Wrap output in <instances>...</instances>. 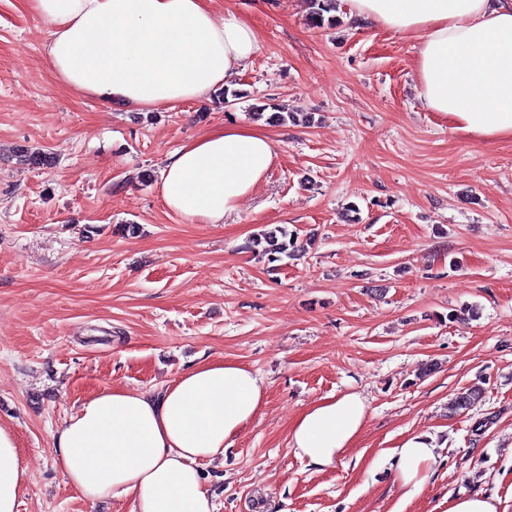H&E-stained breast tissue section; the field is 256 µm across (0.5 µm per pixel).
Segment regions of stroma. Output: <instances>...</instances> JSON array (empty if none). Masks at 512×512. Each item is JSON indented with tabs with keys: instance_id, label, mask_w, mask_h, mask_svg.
<instances>
[{
	"instance_id": "35a3bbf8",
	"label": "stroma",
	"mask_w": 512,
	"mask_h": 512,
	"mask_svg": "<svg viewBox=\"0 0 512 512\" xmlns=\"http://www.w3.org/2000/svg\"><path fill=\"white\" fill-rule=\"evenodd\" d=\"M213 7L258 30L234 80L245 98L143 113L61 84L45 22L0 0V424L27 469L18 512H131L83 498L53 464L52 430L100 386L158 389L210 357L267 386L262 415L202 465L218 512H447L475 492L512 512V140L425 110L415 41L356 23L349 0L323 27L309 0ZM263 98L313 120L270 126L279 161L223 223L168 212L142 174L204 131L253 124ZM22 146L53 165L19 163ZM276 226L306 240L299 257L245 250ZM475 385L482 400L452 412ZM349 391L367 421L316 472L288 427ZM422 434L437 461L404 501L383 454Z\"/></svg>"
}]
</instances>
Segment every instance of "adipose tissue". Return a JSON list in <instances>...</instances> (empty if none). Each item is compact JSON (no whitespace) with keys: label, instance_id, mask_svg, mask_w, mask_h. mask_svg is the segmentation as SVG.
Masks as SVG:
<instances>
[{"label":"adipose tissue","instance_id":"ef3b65f1","mask_svg":"<svg viewBox=\"0 0 512 512\" xmlns=\"http://www.w3.org/2000/svg\"><path fill=\"white\" fill-rule=\"evenodd\" d=\"M351 17L417 43L426 110L452 130L512 139V0H350ZM49 27L43 51L65 86L125 110L172 109L231 84L258 54L255 26L213 0H25ZM278 153L262 128L227 125L177 148L159 179L164 206L200 224L226 215L261 184ZM245 365L208 358L161 390L97 388L53 430L54 464L91 503L127 499L132 512H217L200 464L226 448L266 404ZM367 419L354 392L312 403L288 446L333 469ZM403 497L421 491L436 448L416 435L389 450ZM26 480L15 433L0 425V512H17Z\"/></svg>","mask_w":512,"mask_h":512}]
</instances>
